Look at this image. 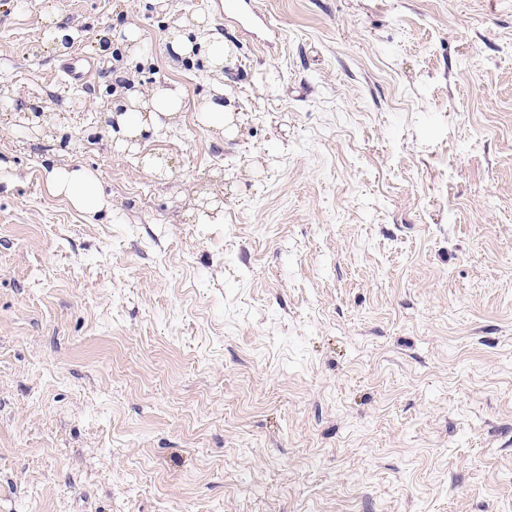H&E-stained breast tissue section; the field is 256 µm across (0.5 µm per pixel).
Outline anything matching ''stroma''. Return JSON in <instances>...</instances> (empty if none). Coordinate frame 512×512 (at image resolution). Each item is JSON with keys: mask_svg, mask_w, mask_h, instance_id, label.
Wrapping results in <instances>:
<instances>
[{"mask_svg": "<svg viewBox=\"0 0 512 512\" xmlns=\"http://www.w3.org/2000/svg\"><path fill=\"white\" fill-rule=\"evenodd\" d=\"M168 3L0 0V512H512V0ZM238 1H244L246 5V12H243L242 6L240 4L233 3L234 9H233V16L230 17L231 19L236 20L238 23L242 25L244 29H247L245 27V24H250L254 21H260L265 28L274 34V39H281V34L279 30L271 25L270 22L267 21V18L262 12L260 11L257 2L255 0H235L231 2H238ZM238 17V18H237ZM241 19V20H240ZM243 19V20H242ZM56 65L62 78L75 86L84 87L92 75L99 73L98 61L89 54L69 55ZM172 87L160 88L150 100V105L153 107L152 111L148 109L149 123H157L159 116H168L172 112H177L180 108L184 93L180 86L172 84ZM150 111V112H149ZM98 179L83 167L53 169L47 187L56 196L64 197L74 208L96 213L106 204Z\"/></svg>", "mask_w": 512, "mask_h": 512, "instance_id": "stroma-1", "label": "stroma"}]
</instances>
